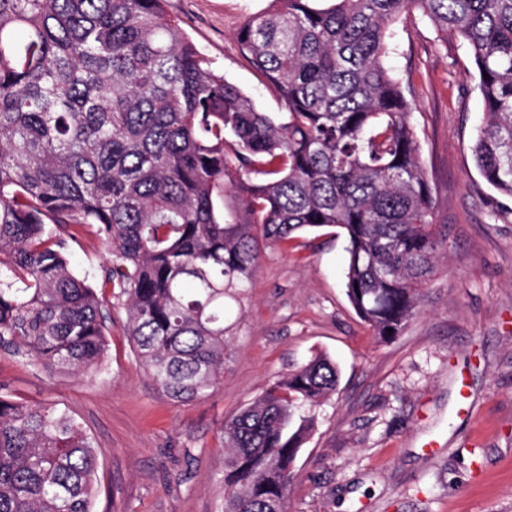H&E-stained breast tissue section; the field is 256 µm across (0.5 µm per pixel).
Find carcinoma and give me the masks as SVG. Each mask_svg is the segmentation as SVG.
Here are the masks:
<instances>
[{
  "label": "carcinoma",
  "mask_w": 512,
  "mask_h": 512,
  "mask_svg": "<svg viewBox=\"0 0 512 512\" xmlns=\"http://www.w3.org/2000/svg\"><path fill=\"white\" fill-rule=\"evenodd\" d=\"M270 0L237 32L271 115L216 73L167 0H0V348L88 375L104 299L71 268L74 226L110 255L139 362L172 400L208 396L261 250L342 229L346 295L380 341L417 313L444 249L411 104L385 64L412 13L468 46L477 167L512 196V0ZM323 355L224 423V512H288ZM97 453L66 411L0 395V512H91Z\"/></svg>",
  "instance_id": "1"
}]
</instances>
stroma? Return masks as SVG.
I'll return each instance as SVG.
<instances>
[{"mask_svg": "<svg viewBox=\"0 0 512 512\" xmlns=\"http://www.w3.org/2000/svg\"><path fill=\"white\" fill-rule=\"evenodd\" d=\"M269 0H168L212 68L265 112L275 88L236 34ZM386 66L437 202L446 253L418 314L380 342L345 293L341 229L267 246L224 351V381L178 403L137 360L123 300L108 298L107 351L93 376L63 374L0 351V393L69 411L99 456L92 512H222L224 423L313 355L339 371L294 464L288 512H512V197L480 174L482 117L466 43L424 18L397 25ZM75 272L99 283L108 256L75 227Z\"/></svg>", "mask_w": 512, "mask_h": 512, "instance_id": "1", "label": "stroma"}]
</instances>
